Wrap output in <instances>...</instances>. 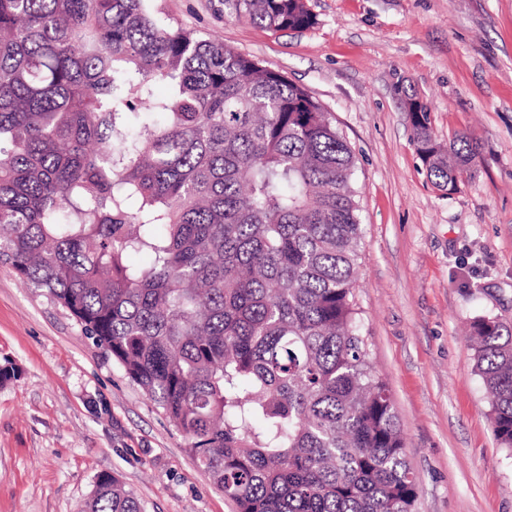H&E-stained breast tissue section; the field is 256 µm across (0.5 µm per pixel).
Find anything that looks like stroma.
Masks as SVG:
<instances>
[{
    "label": "stroma",
    "instance_id": "35a3bbf8",
    "mask_svg": "<svg viewBox=\"0 0 512 512\" xmlns=\"http://www.w3.org/2000/svg\"><path fill=\"white\" fill-rule=\"evenodd\" d=\"M303 86L356 159L364 234L360 332L387 386L416 477L415 512H512V451L496 439L467 335L512 322V0H307L312 27L285 35L224 0H150ZM438 141L484 157L446 196L412 142L407 96ZM0 512H80L117 476L143 512H233L184 434L71 313L0 264Z\"/></svg>",
    "mask_w": 512,
    "mask_h": 512
}]
</instances>
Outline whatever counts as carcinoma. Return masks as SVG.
<instances>
[{
	"label": "carcinoma",
	"instance_id": "obj_1",
	"mask_svg": "<svg viewBox=\"0 0 512 512\" xmlns=\"http://www.w3.org/2000/svg\"><path fill=\"white\" fill-rule=\"evenodd\" d=\"M232 13L314 24L303 0ZM407 106L427 178L457 192L477 147H444L428 105ZM354 169L303 86L148 0H0V261L165 411L234 512H415L357 323ZM472 335L512 450V323L481 316ZM82 512L142 508L101 474Z\"/></svg>",
	"mask_w": 512,
	"mask_h": 512
}]
</instances>
